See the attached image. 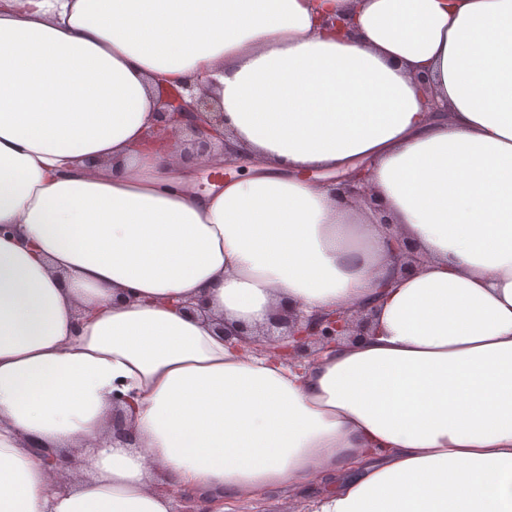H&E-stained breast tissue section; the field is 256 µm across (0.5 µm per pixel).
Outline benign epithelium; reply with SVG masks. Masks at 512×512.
I'll return each instance as SVG.
<instances>
[{"instance_id":"1","label":"benign epithelium","mask_w":512,"mask_h":512,"mask_svg":"<svg viewBox=\"0 0 512 512\" xmlns=\"http://www.w3.org/2000/svg\"><path fill=\"white\" fill-rule=\"evenodd\" d=\"M156 131L167 135L169 148L179 152L180 134L189 131L197 144V160L216 161L217 167L237 164L245 157L232 152L224 139V113L209 93L205 82L185 83L181 89L163 91L158 96ZM365 166H360L344 179L351 195L363 201L371 200ZM376 307L371 303L357 305L351 311H318L309 316L294 308H283L256 334L243 325L221 324L224 340L236 341L250 348L257 347L285 361L315 359L326 349L342 340H355L372 335ZM185 504L181 512H215L212 504L196 506L198 499L186 491L175 492Z\"/></svg>"}]
</instances>
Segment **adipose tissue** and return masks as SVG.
Instances as JSON below:
<instances>
[{
  "mask_svg": "<svg viewBox=\"0 0 512 512\" xmlns=\"http://www.w3.org/2000/svg\"><path fill=\"white\" fill-rule=\"evenodd\" d=\"M196 73L251 162L215 194L148 143ZM363 163L370 204L307 178ZM1 224L0 512H512V0H0ZM370 299L314 360L210 321ZM330 487L320 481H311L300 487H283L268 492L257 500L226 502L227 512H309L310 500L329 491ZM224 511V512H225Z\"/></svg>",
  "mask_w": 512,
  "mask_h": 512,
  "instance_id": "ef3b65f1",
  "label": "adipose tissue"
}]
</instances>
